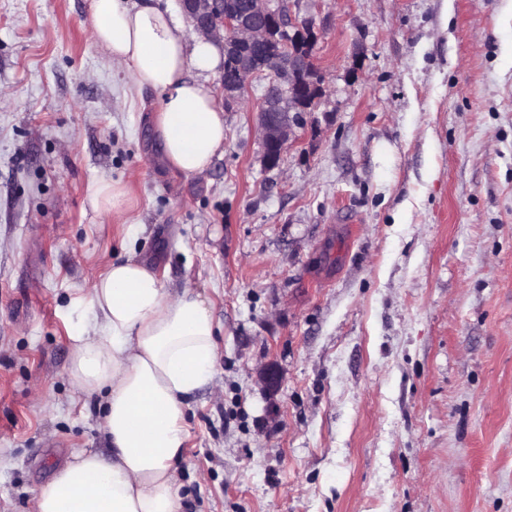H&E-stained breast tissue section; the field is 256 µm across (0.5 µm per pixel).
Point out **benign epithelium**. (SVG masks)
I'll list each match as a JSON object with an SVG mask.
<instances>
[{
    "label": "benign epithelium",
    "instance_id": "benign-epithelium-1",
    "mask_svg": "<svg viewBox=\"0 0 512 512\" xmlns=\"http://www.w3.org/2000/svg\"><path fill=\"white\" fill-rule=\"evenodd\" d=\"M181 7L204 37L224 44V57L239 74L223 81L224 109L240 101L248 81L269 78L258 106V123L269 167L280 158L303 114L326 95L312 62L313 22L292 14L288 0H181Z\"/></svg>",
    "mask_w": 512,
    "mask_h": 512
}]
</instances>
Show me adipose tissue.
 Wrapping results in <instances>:
<instances>
[{
    "mask_svg": "<svg viewBox=\"0 0 512 512\" xmlns=\"http://www.w3.org/2000/svg\"><path fill=\"white\" fill-rule=\"evenodd\" d=\"M91 14L94 45L160 96L152 122L165 163L204 173L224 152V107L207 78L221 45L189 40L159 0H91ZM91 303L94 324L71 337L68 377L101 397L110 452H74L36 489L33 512H181L186 399L214 379L212 311L190 290L163 288L132 256L93 282Z\"/></svg>",
    "mask_w": 512,
    "mask_h": 512,
    "instance_id": "1",
    "label": "adipose tissue"
}]
</instances>
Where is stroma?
Masks as SVG:
<instances>
[{"mask_svg":"<svg viewBox=\"0 0 512 512\" xmlns=\"http://www.w3.org/2000/svg\"><path fill=\"white\" fill-rule=\"evenodd\" d=\"M90 4L0 0V512L105 450L69 337L131 254L217 325L182 512H512V0H289L325 98L269 168L252 78L193 176ZM89 201L93 211L125 222L126 191L121 183L109 180L98 181L89 194Z\"/></svg>","mask_w":512,"mask_h":512,"instance_id":"stroma-1","label":"stroma"}]
</instances>
